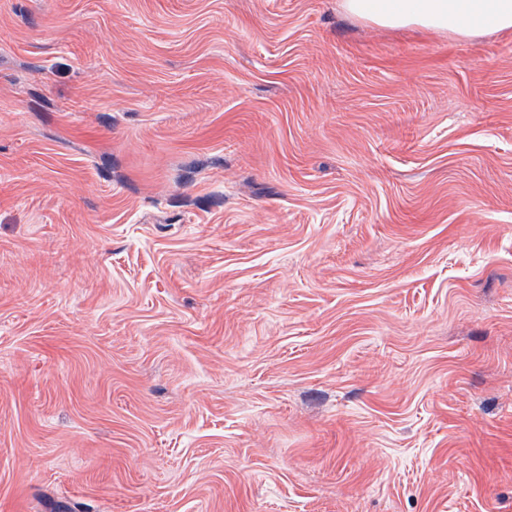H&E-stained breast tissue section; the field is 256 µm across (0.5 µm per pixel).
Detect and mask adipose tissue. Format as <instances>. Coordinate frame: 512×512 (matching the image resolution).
<instances>
[{"label":"adipose tissue","mask_w":512,"mask_h":512,"mask_svg":"<svg viewBox=\"0 0 512 512\" xmlns=\"http://www.w3.org/2000/svg\"><path fill=\"white\" fill-rule=\"evenodd\" d=\"M343 7L392 29L416 26L468 38L512 30V0H343Z\"/></svg>","instance_id":"1"}]
</instances>
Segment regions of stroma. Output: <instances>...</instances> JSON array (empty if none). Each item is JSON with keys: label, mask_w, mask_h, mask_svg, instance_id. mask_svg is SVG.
<instances>
[{"label": "stroma", "mask_w": 512, "mask_h": 512, "mask_svg": "<svg viewBox=\"0 0 512 512\" xmlns=\"http://www.w3.org/2000/svg\"><path fill=\"white\" fill-rule=\"evenodd\" d=\"M0 512H512V32L0 0Z\"/></svg>", "instance_id": "obj_1"}]
</instances>
